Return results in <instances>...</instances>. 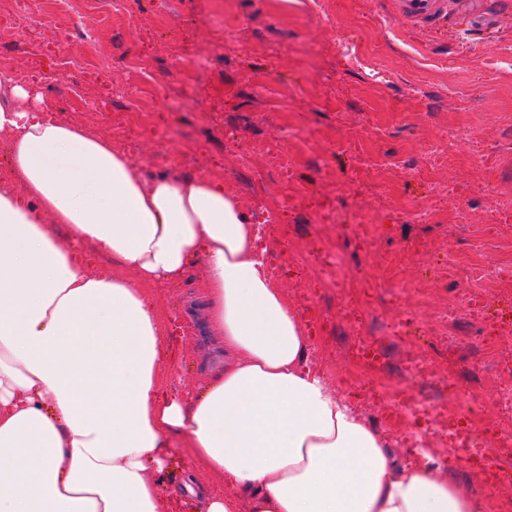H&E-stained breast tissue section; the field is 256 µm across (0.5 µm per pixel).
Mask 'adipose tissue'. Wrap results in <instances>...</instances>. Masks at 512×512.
I'll return each mask as SVG.
<instances>
[{"instance_id":"ef3b65f1","label":"adipose tissue","mask_w":512,"mask_h":512,"mask_svg":"<svg viewBox=\"0 0 512 512\" xmlns=\"http://www.w3.org/2000/svg\"><path fill=\"white\" fill-rule=\"evenodd\" d=\"M35 97L0 74V512H166L178 440L198 512H486L437 466L398 463L332 386L223 183L142 177ZM96 255L131 275L102 274ZM200 260L224 366L183 400L160 381L150 287ZM199 465L224 494L197 487ZM177 446L171 449V457L165 472V487L168 495L172 494V490L181 483L184 473L182 468L184 448H177Z\"/></svg>"}]
</instances>
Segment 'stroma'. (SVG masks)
Masks as SVG:
<instances>
[{"instance_id": "1", "label": "stroma", "mask_w": 512, "mask_h": 512, "mask_svg": "<svg viewBox=\"0 0 512 512\" xmlns=\"http://www.w3.org/2000/svg\"><path fill=\"white\" fill-rule=\"evenodd\" d=\"M135 35L103 30L96 11L77 20L105 34L115 63L102 69L98 92L70 70L48 83L62 57L95 61L80 35L49 44L39 27L19 30L0 0V52L8 74L40 87L60 120L93 128L142 166L207 174L222 182L249 214L273 215L287 237L269 240L267 259L318 348L333 385L365 420L389 434L399 462L419 459L408 423L384 417L395 388L417 385L397 368L403 355L447 364L448 393L461 416L512 423L498 387L485 383L480 360L502 285L493 270L507 249L498 229L512 227V0H448L443 24L408 20L400 0H231L234 36L225 39L202 18L213 0H126ZM193 48L191 85L179 82L168 45ZM143 57L140 71L121 57ZM152 88L154 122L129 119ZM83 111L67 109L70 98ZM295 159L299 200L273 198L256 185L267 154ZM334 205L344 220L371 232L335 233L319 218ZM432 215L414 223L409 211ZM335 256L332 275L368 264L378 287L355 315L328 288L312 287L308 253ZM477 256L489 271L476 286L452 276L456 257ZM196 262L177 284L156 287L169 325L165 348L168 392L201 390L224 362V348L204 332L206 307ZM473 292L477 309L459 317L454 333L440 326L449 299ZM378 340L391 374L376 383L354 377L359 342ZM445 470L466 491L497 506L512 501V480L495 482L456 455Z\"/></svg>"}]
</instances>
